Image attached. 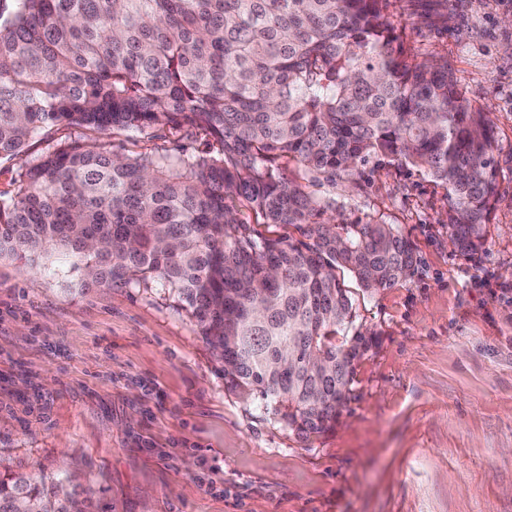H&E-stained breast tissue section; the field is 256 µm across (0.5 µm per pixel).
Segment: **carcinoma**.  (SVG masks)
<instances>
[{"label":"carcinoma","instance_id":"cac0c4a2","mask_svg":"<svg viewBox=\"0 0 512 512\" xmlns=\"http://www.w3.org/2000/svg\"><path fill=\"white\" fill-rule=\"evenodd\" d=\"M12 2L0 0V159L35 135L45 148L0 201V259L70 256L84 287L161 282L225 387L299 437L331 430L374 343L339 272L377 291L418 258L393 224L337 219L336 199L287 165L334 190L372 160L420 168L447 188L449 238L477 253L497 189L489 113L448 63L404 45L384 20L390 0ZM61 129L79 135L59 142ZM127 131L209 149L100 144ZM91 500L68 477L0 473V512H88Z\"/></svg>","mask_w":512,"mask_h":512}]
</instances>
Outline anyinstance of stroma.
Here are the masks:
<instances>
[{"mask_svg":"<svg viewBox=\"0 0 512 512\" xmlns=\"http://www.w3.org/2000/svg\"><path fill=\"white\" fill-rule=\"evenodd\" d=\"M390 0L408 45L447 61L494 123L497 197L482 251L448 246L445 186L366 168L335 196L417 249L415 274L351 291L377 337L336 426L299 438L227 389L160 283L80 288L72 259H0V467L74 473L95 512H512V0Z\"/></svg>","mask_w":512,"mask_h":512,"instance_id":"1","label":"stroma"}]
</instances>
